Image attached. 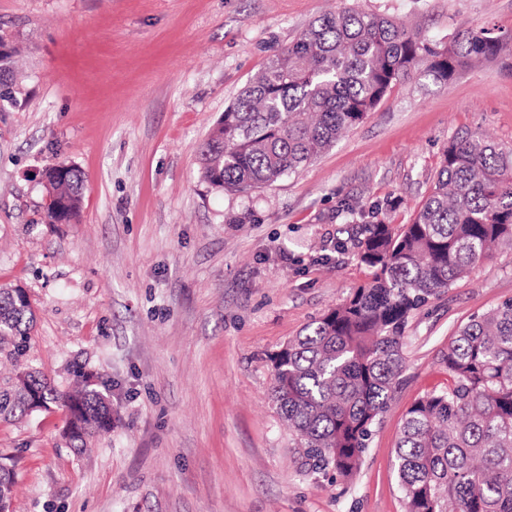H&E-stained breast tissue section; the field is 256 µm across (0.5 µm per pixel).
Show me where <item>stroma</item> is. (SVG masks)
I'll return each instance as SVG.
<instances>
[{
	"instance_id": "obj_1",
	"label": "stroma",
	"mask_w": 512,
	"mask_h": 512,
	"mask_svg": "<svg viewBox=\"0 0 512 512\" xmlns=\"http://www.w3.org/2000/svg\"><path fill=\"white\" fill-rule=\"evenodd\" d=\"M346 0H0L21 53L0 68V286L26 288L28 363L99 376L112 429L85 453L61 410L0 422L11 512H406V411L448 383L457 328L512 299V247L415 311L405 369L351 477L310 470L269 394L271 354L364 283L361 227L410 223L449 141L512 148V0H356L427 41L492 29L497 58L417 74L299 172L211 187L199 150L242 88ZM85 179L44 221V173ZM44 178V219L48 224L70 223L83 202L84 177L81 171L74 166L59 165L48 169Z\"/></svg>"
}]
</instances>
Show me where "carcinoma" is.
<instances>
[{"label":"carcinoma","instance_id":"1","mask_svg":"<svg viewBox=\"0 0 512 512\" xmlns=\"http://www.w3.org/2000/svg\"><path fill=\"white\" fill-rule=\"evenodd\" d=\"M499 51L485 27L438 45L382 14L326 13L224 111L201 147L202 177L238 193L272 185L360 124L395 83L419 71L446 82ZM44 178V219L69 223L83 202L81 171L59 165ZM363 232L357 259L370 280L272 357L270 397L303 456L343 478L360 467L399 381L409 316L512 244V149L458 137L411 222ZM33 322L31 303L0 288V360L14 367L0 376V420L30 415L36 399L65 413L63 438L83 451L112 428V406L91 372L74 371L62 389L25 363ZM442 363L448 385L407 410L397 443L406 512H512V300L460 327ZM14 483L0 461V504H11Z\"/></svg>","mask_w":512,"mask_h":512}]
</instances>
